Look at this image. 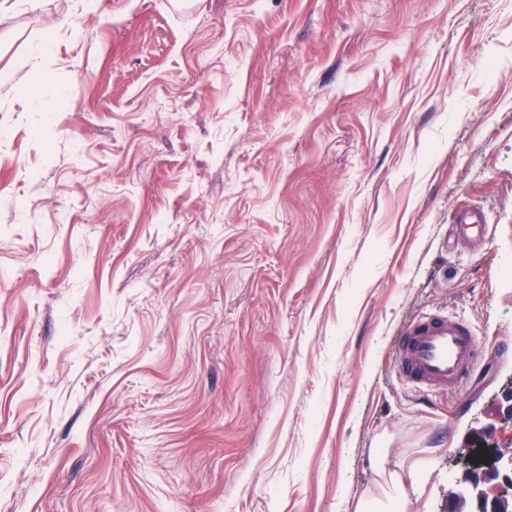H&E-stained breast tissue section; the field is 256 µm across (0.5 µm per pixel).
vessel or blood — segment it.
Returning <instances> with one entry per match:
<instances>
[{"instance_id":"b4317fda","label":"vessel or blood","mask_w":512,"mask_h":512,"mask_svg":"<svg viewBox=\"0 0 512 512\" xmlns=\"http://www.w3.org/2000/svg\"><path fill=\"white\" fill-rule=\"evenodd\" d=\"M487 230L481 211L461 210L451 240ZM479 351L470 327L434 314L413 320L396 342L397 368L404 380L431 392L456 390L469 378Z\"/></svg>"}]
</instances>
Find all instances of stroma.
Returning <instances> with one entry per match:
<instances>
[{"mask_svg":"<svg viewBox=\"0 0 512 512\" xmlns=\"http://www.w3.org/2000/svg\"><path fill=\"white\" fill-rule=\"evenodd\" d=\"M50 38L34 62L31 47ZM0 512H406L512 451V0H0ZM482 210L480 248L448 244ZM439 310L481 358L395 369ZM487 230L485 215L478 210L474 209H463L457 215L456 224L452 229V232L448 238V243L451 240L458 243L461 236L468 237L472 233L479 232L485 234ZM478 351L466 323L438 314L419 317L397 338V368L401 378L419 388L453 391L468 380ZM384 495L386 496L390 504V508L388 510H380L379 508H377L376 505L379 499L370 493H366L358 500L354 512L405 511L403 502L397 492H384Z\"/></svg>","mask_w":512,"mask_h":512,"instance_id":"stroma-1","label":"stroma"}]
</instances>
